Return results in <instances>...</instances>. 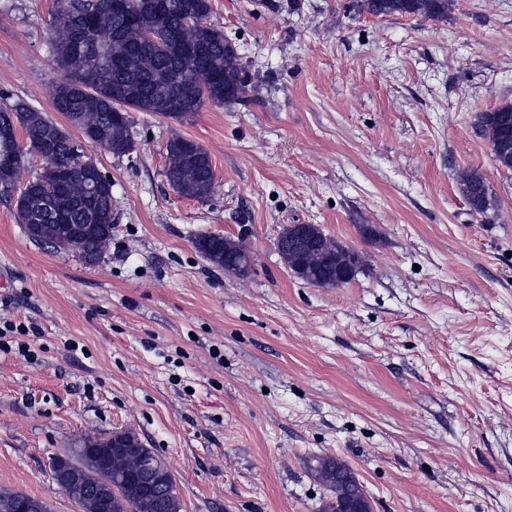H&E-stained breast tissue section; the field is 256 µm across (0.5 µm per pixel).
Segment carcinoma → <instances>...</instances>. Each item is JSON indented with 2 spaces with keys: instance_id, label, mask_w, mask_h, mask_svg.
<instances>
[{
  "instance_id": "cac0c4a2",
  "label": "carcinoma",
  "mask_w": 512,
  "mask_h": 512,
  "mask_svg": "<svg viewBox=\"0 0 512 512\" xmlns=\"http://www.w3.org/2000/svg\"><path fill=\"white\" fill-rule=\"evenodd\" d=\"M449 0H361L359 8L371 15H421L438 19L448 15ZM211 0H139L129 15L112 8V0H56L49 41L56 65L63 72L50 88L55 111L76 127L87 144L98 145L122 157L133 151L129 111L146 112L179 120L209 102L216 106L243 101L249 83L235 43L224 31L207 22ZM477 125L489 140L499 167L512 171V102L479 113ZM28 139L26 151L52 158L56 169L44 170L25 182L27 203L16 201L17 222L35 242L49 243L61 233L60 224H81L93 213L99 223H112V182L97 167L73 160L79 142L47 113L17 102L0 110V163L16 151V128ZM165 177L181 195L206 199L215 190V173L209 153L192 140L175 136L166 144ZM56 177L59 191L50 203L51 212L40 217L45 225L38 233L34 223L39 207L40 180ZM460 190L471 210L483 215L490 206L488 186L475 170L462 174ZM112 236L94 235L85 249L98 260ZM308 270L306 283L317 285L329 270L340 264L354 279L361 267L359 256L331 236L326 243L300 258ZM146 451L140 440L125 444L120 458L112 461V492L101 506L94 492L100 471L96 459L77 450L70 461L80 483L69 496L82 512H181L173 478L155 493H140L130 481ZM339 459L322 456L311 465L312 476L328 492L321 512H336V502L356 489L355 480L336 481ZM32 497L21 492H0V512H27L21 505Z\"/></svg>"
}]
</instances>
